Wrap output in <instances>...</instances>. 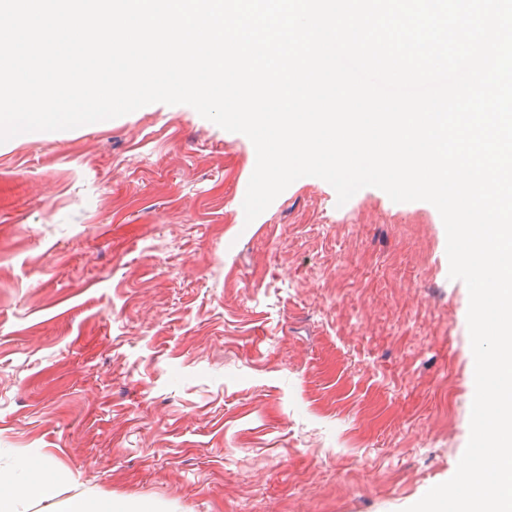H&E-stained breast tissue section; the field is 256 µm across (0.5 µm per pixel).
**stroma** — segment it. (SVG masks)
Here are the masks:
<instances>
[{
	"label": "stroma",
	"instance_id": "stroma-1",
	"mask_svg": "<svg viewBox=\"0 0 512 512\" xmlns=\"http://www.w3.org/2000/svg\"><path fill=\"white\" fill-rule=\"evenodd\" d=\"M193 107L0 143V469L162 512H403L470 436L437 209L294 181Z\"/></svg>",
	"mask_w": 512,
	"mask_h": 512
}]
</instances>
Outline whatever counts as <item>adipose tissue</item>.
<instances>
[{
  "label": "adipose tissue",
  "instance_id": "obj_1",
  "mask_svg": "<svg viewBox=\"0 0 512 512\" xmlns=\"http://www.w3.org/2000/svg\"><path fill=\"white\" fill-rule=\"evenodd\" d=\"M58 494L53 460L19 463L15 472L0 475V512H27L33 501H50Z\"/></svg>",
  "mask_w": 512,
  "mask_h": 512
}]
</instances>
